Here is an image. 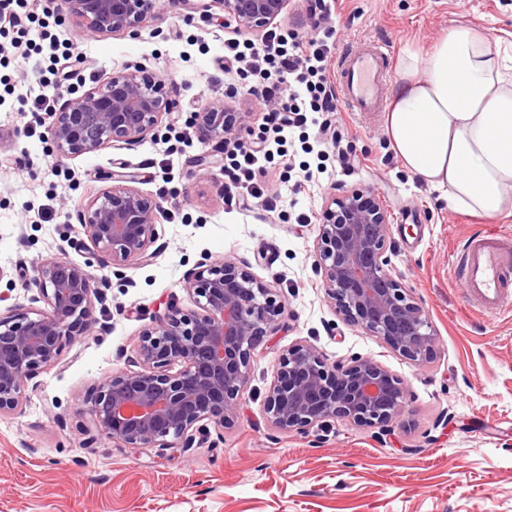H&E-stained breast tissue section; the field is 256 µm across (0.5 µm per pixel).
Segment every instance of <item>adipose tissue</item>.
Returning <instances> with one entry per match:
<instances>
[{"label":"adipose tissue","instance_id":"ef3b65f1","mask_svg":"<svg viewBox=\"0 0 512 512\" xmlns=\"http://www.w3.org/2000/svg\"><path fill=\"white\" fill-rule=\"evenodd\" d=\"M390 142L410 175L455 208L512 216V55L458 24L427 51H401Z\"/></svg>","mask_w":512,"mask_h":512}]
</instances>
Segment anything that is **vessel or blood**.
<instances>
[{
  "label": "vessel or blood",
  "instance_id": "vessel-or-blood-1",
  "mask_svg": "<svg viewBox=\"0 0 512 512\" xmlns=\"http://www.w3.org/2000/svg\"><path fill=\"white\" fill-rule=\"evenodd\" d=\"M390 51L380 46L352 54L335 75L341 105L349 112L383 109V85ZM468 304L486 316L512 309V249L494 237H475L459 252Z\"/></svg>",
  "mask_w": 512,
  "mask_h": 512
}]
</instances>
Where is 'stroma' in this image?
Here are the masks:
<instances>
[{
    "instance_id": "stroma-1",
    "label": "stroma",
    "mask_w": 512,
    "mask_h": 512,
    "mask_svg": "<svg viewBox=\"0 0 512 512\" xmlns=\"http://www.w3.org/2000/svg\"><path fill=\"white\" fill-rule=\"evenodd\" d=\"M214 6L186 5L138 27L135 35L85 37L70 84L88 88L127 64L167 82L178 111L153 138L64 161L51 153L45 113L28 99L56 91L39 83L17 32L0 36L11 57L0 67V312L46 305L28 285L36 266L63 255L82 264L93 245L77 209L111 172L135 177L158 196L154 258L110 276L98 316L106 334L67 344L54 366L28 383L21 408L0 415V512H512V313L465 311L463 285L450 271L454 249L488 235L512 241V217L455 211L441 193L403 167L381 112L332 116L353 171L294 186L280 157L260 178L277 208L227 205L225 155L209 177L190 167L208 149L196 134L192 107L223 101L244 113L245 141L257 140L256 76L224 73V42L260 39L227 24ZM490 36L512 33V0H338L332 60L384 43L430 49L453 25ZM372 191L391 215L388 259L424 307L437 351L417 366L362 330L347 326L324 297L313 265L320 214L332 188ZM247 265L286 302L278 329L252 368L232 427L208 426L192 448L172 456L122 448L100 435L84 404L107 375L136 370L135 350L158 309L190 308L184 274L203 255ZM305 341L328 361H379L405 386V410L384 428L340 419L285 433L271 426L264 399L272 368Z\"/></svg>"
}]
</instances>
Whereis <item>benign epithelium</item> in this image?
<instances>
[{
    "label": "benign epithelium",
    "instance_id": "1",
    "mask_svg": "<svg viewBox=\"0 0 512 512\" xmlns=\"http://www.w3.org/2000/svg\"><path fill=\"white\" fill-rule=\"evenodd\" d=\"M188 0H59L60 11L82 22L94 37L135 31L148 18ZM226 21L266 29L287 0H211ZM176 103L165 79L148 68L112 72L81 91L58 97L50 134L53 151L66 158L108 146H135L153 137ZM195 128L212 152L194 160L206 169L213 153L241 141L244 113L211 102L195 113ZM79 211L93 244L94 261L79 265L55 257L35 269L31 285L47 309L0 315V414L18 409L28 382L57 364L66 344L103 331L95 315L105 280L90 267L121 269L149 262L157 240L161 203L114 172ZM390 213L372 192L351 188L331 196L321 210L314 243L319 286L341 321L376 337L394 353L422 366L436 354V334L424 308L390 268ZM182 288L194 308L168 305L146 328L137 346L139 371L105 377L87 411L98 432L124 448H190L192 431L234 424L258 349L278 327L285 301L277 289L226 259L203 257ZM403 382L372 358L330 362L300 342L274 366L264 401L269 423L283 432H304L330 420L383 428L400 416Z\"/></svg>",
    "mask_w": 512,
    "mask_h": 512
}]
</instances>
